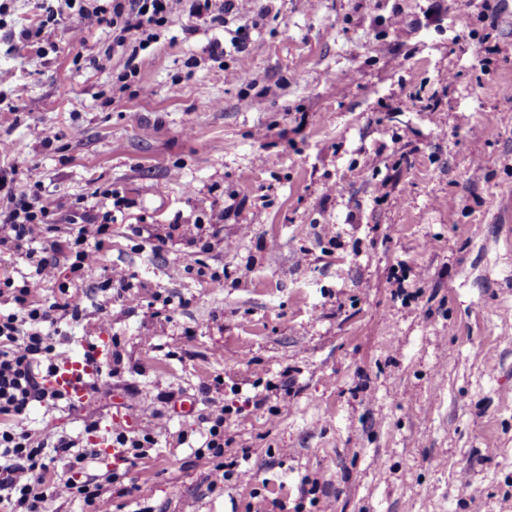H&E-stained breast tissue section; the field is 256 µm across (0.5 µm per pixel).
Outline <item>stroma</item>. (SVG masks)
Returning a JSON list of instances; mask_svg holds the SVG:
<instances>
[{
	"instance_id": "1",
	"label": "stroma",
	"mask_w": 512,
	"mask_h": 512,
	"mask_svg": "<svg viewBox=\"0 0 512 512\" xmlns=\"http://www.w3.org/2000/svg\"><path fill=\"white\" fill-rule=\"evenodd\" d=\"M271 6L218 61L228 32L169 20L132 96L111 28L0 0V206L41 187L61 243L112 216L59 327L119 361L89 412L25 425L152 430L135 467L84 462L125 476L98 512H512V0ZM114 267L134 301L100 291ZM229 409L222 406H213L208 414L202 417L203 423H211L208 428V437L206 439L205 448L212 455V458L224 457V421Z\"/></svg>"
}]
</instances>
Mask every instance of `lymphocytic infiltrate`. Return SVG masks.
I'll return each instance as SVG.
<instances>
[{
	"label": "lymphocytic infiltrate",
	"mask_w": 512,
	"mask_h": 512,
	"mask_svg": "<svg viewBox=\"0 0 512 512\" xmlns=\"http://www.w3.org/2000/svg\"><path fill=\"white\" fill-rule=\"evenodd\" d=\"M271 11L257 0H112L111 10L83 6L70 17L75 30L109 25L116 33V46L134 45L146 49L158 37L159 28L176 14L205 20L210 26H226L229 18L241 21L228 44L214 43L211 55L221 58L226 49L244 52L250 31ZM56 207L40 191L22 194L7 206H0V233L16 244L32 241L40 225L54 223ZM109 224H83L68 243L72 257L71 276L82 278L94 267L102 250ZM55 265L47 258L35 264L32 281L14 289L15 310L0 313V512H48L61 498L78 500L87 512H94L105 484L116 483L117 472H108L104 482L78 479L82 463L94 457L95 449H78L69 436L51 428L40 432L26 429L24 421L33 403L59 404L66 395L48 383L59 360L64 334L58 330V312L79 319L83 303L78 294L59 301L37 299L36 285L53 278ZM67 474H59L58 466Z\"/></svg>",
	"instance_id": "1"
}]
</instances>
